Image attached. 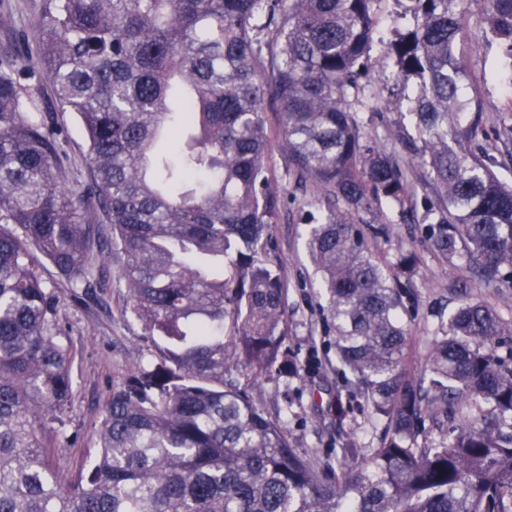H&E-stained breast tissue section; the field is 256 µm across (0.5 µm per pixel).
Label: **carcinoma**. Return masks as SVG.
I'll list each match as a JSON object with an SVG mask.
<instances>
[{
  "label": "carcinoma",
  "instance_id": "cac0c4a2",
  "mask_svg": "<svg viewBox=\"0 0 512 512\" xmlns=\"http://www.w3.org/2000/svg\"><path fill=\"white\" fill-rule=\"evenodd\" d=\"M381 2L44 0L37 62L86 130L82 187L49 123L26 116L15 59L0 58V512H512V368L496 354L512 329L466 302L410 374L398 277L355 222L398 204L442 265L512 286V185L492 154L512 124L487 125L461 63L473 5L512 60V0H408L413 25L391 47L416 125L402 152L358 122ZM268 102L288 170L313 189L299 205L336 355L387 422L361 462L353 444L309 462L278 417L224 382L296 370ZM44 260L73 284L116 266L159 350L112 388L95 463L69 486L52 456L68 441L71 352ZM427 420L441 440L418 442Z\"/></svg>",
  "mask_w": 512,
  "mask_h": 512
}]
</instances>
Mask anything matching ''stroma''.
I'll return each instance as SVG.
<instances>
[{
    "label": "stroma",
    "mask_w": 512,
    "mask_h": 512,
    "mask_svg": "<svg viewBox=\"0 0 512 512\" xmlns=\"http://www.w3.org/2000/svg\"><path fill=\"white\" fill-rule=\"evenodd\" d=\"M42 4L43 0H0V15L7 18L0 25V55L19 58L28 71L36 66V50L18 46L15 32L28 26L40 13ZM501 56L499 47L484 38L477 27L469 28L463 59L482 98L492 109L512 101L507 97L504 80L494 74L495 62ZM20 81L30 90V116H51L60 163L70 180L89 183L87 140L78 116L58 111L48 79L32 78L27 73ZM366 91L370 106L359 114L365 135L383 139L386 150L399 149V142L386 139L385 132L396 128L414 132V116L407 110L403 86L395 80L393 63L383 49H376L373 55ZM266 120L271 138L266 165L274 186L285 199L272 226L288 281L284 348L300 372L287 376L272 370L259 377L241 373L234 380L258 407L272 414L285 412L295 446L307 459L324 460L352 442L367 457L379 446L385 422L370 414L364 396L350 376L340 370L324 312L326 300L319 293L318 278L306 248L308 226L298 206L304 192L288 172L278 112L267 109ZM365 220V240L382 262L396 263L401 254L409 251L416 252L419 258L414 270L400 277L407 292L403 320L411 336L406 359L410 373L421 372L441 322L447 321L462 303L488 305L512 324V288L486 287L461 262L444 267L430 252L422 225L404 223L399 207L393 205L366 214ZM381 222L387 223L388 231L375 234L373 228ZM42 274L49 287L58 292L57 322L71 347L73 395L65 417L70 441L62 449L56 468L66 479L73 480L95 460L97 427L106 395L113 385L156 362L158 352L148 340L143 324L134 314L123 311L124 288L100 287L94 276L72 286L60 281L49 265L44 266Z\"/></svg>",
    "instance_id": "stroma-1"
}]
</instances>
